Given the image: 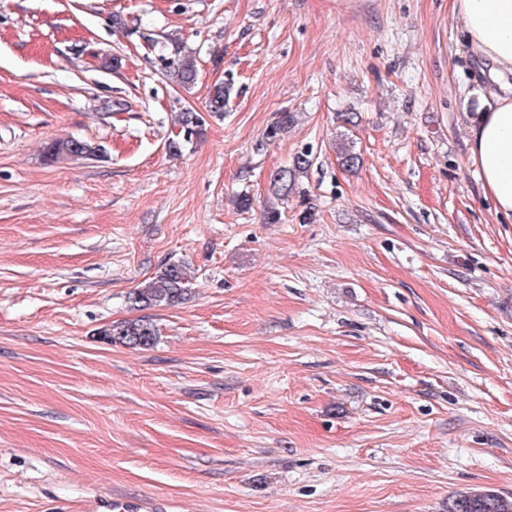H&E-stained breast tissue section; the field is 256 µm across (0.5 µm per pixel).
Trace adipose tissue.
<instances>
[{
  "mask_svg": "<svg viewBox=\"0 0 512 512\" xmlns=\"http://www.w3.org/2000/svg\"><path fill=\"white\" fill-rule=\"evenodd\" d=\"M472 52L512 72V0H452ZM470 152L486 197L497 213L512 216V95L472 118Z\"/></svg>",
  "mask_w": 512,
  "mask_h": 512,
  "instance_id": "adipose-tissue-1",
  "label": "adipose tissue"
}]
</instances>
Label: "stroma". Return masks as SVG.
Returning a JSON list of instances; mask_svg holds the SVG:
<instances>
[{
  "mask_svg": "<svg viewBox=\"0 0 512 512\" xmlns=\"http://www.w3.org/2000/svg\"><path fill=\"white\" fill-rule=\"evenodd\" d=\"M492 99L450 0H0V512L512 496V218L468 147ZM69 137L98 154L46 161ZM171 263L155 345L102 339ZM310 165V154L307 152L297 153L291 167L281 169L272 176L274 193L279 196L288 197L295 189L298 176L304 173ZM190 291L186 267L171 264L158 275L145 281L128 295V303L133 309L143 310L152 307L176 306Z\"/></svg>",
  "mask_w": 512,
  "mask_h": 512,
  "instance_id": "35a3bbf8",
  "label": "stroma"
}]
</instances>
